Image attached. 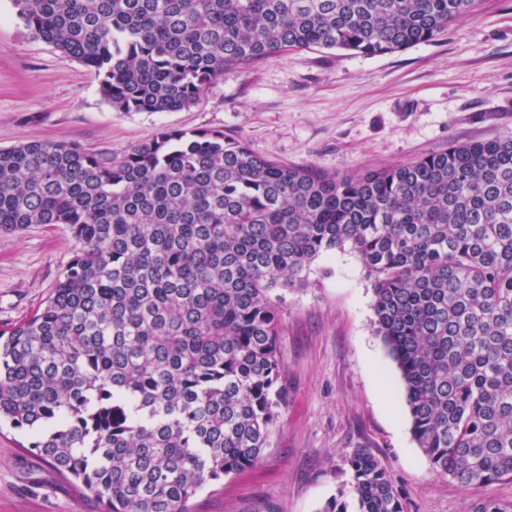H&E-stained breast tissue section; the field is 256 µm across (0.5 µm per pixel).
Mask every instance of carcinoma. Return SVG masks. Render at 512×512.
I'll list each match as a JSON object with an SVG mask.
<instances>
[{"mask_svg": "<svg viewBox=\"0 0 512 512\" xmlns=\"http://www.w3.org/2000/svg\"><path fill=\"white\" fill-rule=\"evenodd\" d=\"M34 37L93 68L119 112H177L288 49L378 56L431 41L475 0H13ZM63 225L78 248L1 330L0 419L100 512H192L258 462L286 407L280 289L346 249L371 281L431 469L512 477V138L329 174L219 132L165 128L106 161L77 144L0 149V230ZM353 503L406 512L366 448Z\"/></svg>", "mask_w": 512, "mask_h": 512, "instance_id": "1", "label": "carcinoma"}]
</instances>
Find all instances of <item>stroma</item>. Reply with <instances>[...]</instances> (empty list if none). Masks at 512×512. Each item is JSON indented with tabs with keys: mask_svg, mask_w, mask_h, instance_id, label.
<instances>
[{
	"mask_svg": "<svg viewBox=\"0 0 512 512\" xmlns=\"http://www.w3.org/2000/svg\"><path fill=\"white\" fill-rule=\"evenodd\" d=\"M220 131L257 154L329 173L404 164L452 142L512 137V0L473 12L428 43L367 57L286 50L224 75L180 112H120L92 69L36 39L0 0V148L76 143L103 158L162 128ZM77 249L65 226L0 231V328L47 298ZM359 258L333 251L284 293L280 355L288 405L259 461L203 490L194 512H321L351 495L345 458L366 448L391 472L407 512H470L512 500V478L462 486L434 474L410 432L400 372L376 333ZM0 425V512H96Z\"/></svg>",
	"mask_w": 512,
	"mask_h": 512,
	"instance_id": "stroma-1",
	"label": "stroma"
}]
</instances>
